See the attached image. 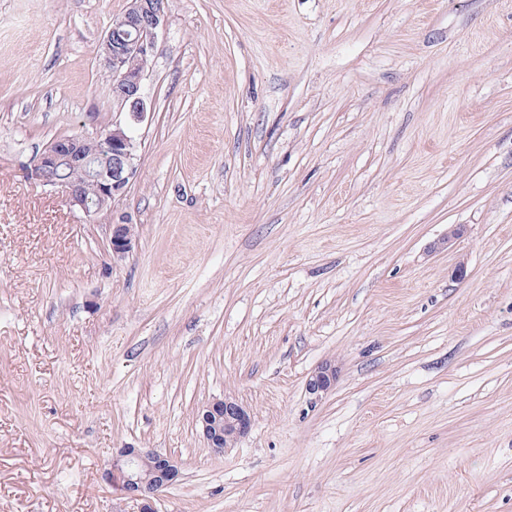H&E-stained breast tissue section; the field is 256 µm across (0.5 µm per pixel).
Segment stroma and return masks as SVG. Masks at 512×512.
I'll list each match as a JSON object with an SVG mask.
<instances>
[{"instance_id": "obj_1", "label": "stroma", "mask_w": 512, "mask_h": 512, "mask_svg": "<svg viewBox=\"0 0 512 512\" xmlns=\"http://www.w3.org/2000/svg\"><path fill=\"white\" fill-rule=\"evenodd\" d=\"M129 2L0 0V512H138L118 448L157 512H512V0H169L92 224L25 168L111 123ZM109 248L114 255H125L131 252L137 239L136 225L130 222L110 224ZM336 366L331 363H324L317 367L306 382V390L316 398L330 392L336 383ZM207 447L215 454H223L244 438L251 427V415L237 399L225 396L213 399L196 414ZM108 466L106 480L118 477L126 494L138 502L140 512H155L157 493L181 476L180 463L155 448H118Z\"/></svg>"}]
</instances>
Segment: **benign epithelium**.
<instances>
[{"instance_id":"obj_1","label":"benign epithelium","mask_w":512,"mask_h":512,"mask_svg":"<svg viewBox=\"0 0 512 512\" xmlns=\"http://www.w3.org/2000/svg\"><path fill=\"white\" fill-rule=\"evenodd\" d=\"M167 9V0H130L101 40L100 58L115 107L112 123L91 134L53 140L26 168L27 179L60 189L88 222L111 209L112 202L125 195L138 177V131L151 114L142 61L156 49L157 32ZM61 165L70 168L75 178L50 179V171ZM110 230L112 254L131 252L137 239L136 225L120 222L110 225ZM336 375V366L326 362L312 373L306 390L319 399L333 389ZM196 423L207 447L222 454L248 434L251 415L237 399L226 396L202 406ZM180 476V463L155 448H119L105 471L106 480L116 477L121 481L126 494L138 502L139 512H155L157 493Z\"/></svg>"}]
</instances>
